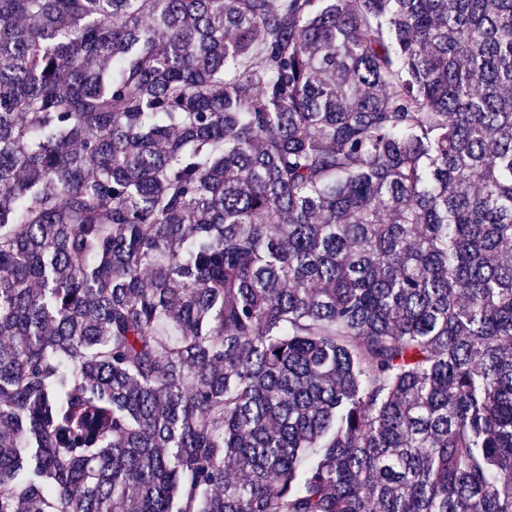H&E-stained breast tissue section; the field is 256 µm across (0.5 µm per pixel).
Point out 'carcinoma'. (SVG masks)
I'll return each instance as SVG.
<instances>
[{
    "label": "carcinoma",
    "mask_w": 512,
    "mask_h": 512,
    "mask_svg": "<svg viewBox=\"0 0 512 512\" xmlns=\"http://www.w3.org/2000/svg\"><path fill=\"white\" fill-rule=\"evenodd\" d=\"M0 512H512V0H0Z\"/></svg>",
    "instance_id": "obj_1"
}]
</instances>
